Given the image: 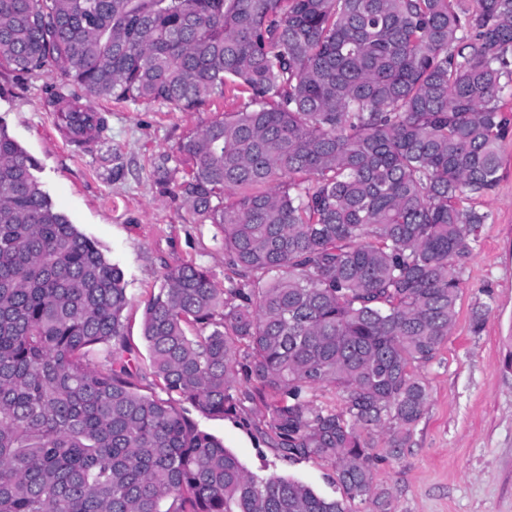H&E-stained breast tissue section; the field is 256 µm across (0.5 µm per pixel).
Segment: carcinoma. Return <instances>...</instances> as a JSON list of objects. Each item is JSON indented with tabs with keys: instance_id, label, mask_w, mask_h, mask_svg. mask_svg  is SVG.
<instances>
[{
	"instance_id": "obj_1",
	"label": "carcinoma",
	"mask_w": 512,
	"mask_h": 512,
	"mask_svg": "<svg viewBox=\"0 0 512 512\" xmlns=\"http://www.w3.org/2000/svg\"><path fill=\"white\" fill-rule=\"evenodd\" d=\"M0 0V60L51 71L81 130L102 100L248 106L190 135L159 183L215 224L237 280L166 270L146 306L154 385L131 368L122 270L57 211L0 122V512H348L260 478L189 410H236L240 346L277 450L375 491L372 434L400 453L457 316V262L490 216L512 121V0ZM197 325L200 332L188 334ZM107 350L108 366L90 357ZM344 394L313 407L310 389Z\"/></svg>"
}]
</instances>
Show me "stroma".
<instances>
[{
	"mask_svg": "<svg viewBox=\"0 0 512 512\" xmlns=\"http://www.w3.org/2000/svg\"><path fill=\"white\" fill-rule=\"evenodd\" d=\"M55 74L24 75L0 61V117L38 161L36 176L56 207L97 242L124 273V311L141 392L153 378L142 336L145 307L166 269L206 268L217 285L233 273L216 227L182 198L165 194L156 166L189 167L179 146L224 113L245 109L247 95H215L193 110L167 105L100 101L105 141L76 155L60 139L45 93ZM498 186L475 202L489 213L471 253L458 266L460 299L454 329L415 373L428 389L424 412L400 454L386 435L373 436V485L386 492V512H512V135L502 144ZM485 314L473 332V311ZM199 428L223 440L244 467L260 476L301 480L317 493L345 499L349 512H373L370 501L347 497L330 461L282 460L271 445L269 408L259 397L241 400L224 417L194 413Z\"/></svg>",
	"mask_w": 512,
	"mask_h": 512,
	"instance_id": "1",
	"label": "stroma"
}]
</instances>
